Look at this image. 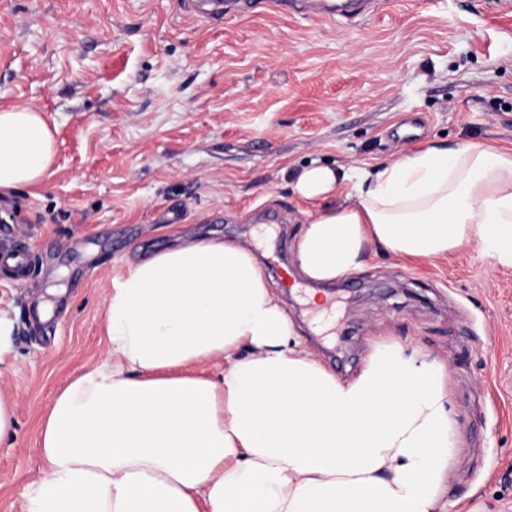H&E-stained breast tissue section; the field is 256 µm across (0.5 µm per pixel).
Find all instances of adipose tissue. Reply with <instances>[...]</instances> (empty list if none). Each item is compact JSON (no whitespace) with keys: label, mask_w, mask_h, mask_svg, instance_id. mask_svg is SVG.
I'll list each match as a JSON object with an SVG mask.
<instances>
[{"label":"adipose tissue","mask_w":512,"mask_h":512,"mask_svg":"<svg viewBox=\"0 0 512 512\" xmlns=\"http://www.w3.org/2000/svg\"><path fill=\"white\" fill-rule=\"evenodd\" d=\"M55 137L0 109V190L40 185ZM293 192L299 273L331 284L369 246L432 259L469 243L512 268V150L431 145L366 170L313 164ZM105 301L109 354L40 422L23 512H448L459 446L445 364L380 340L343 380L303 345L254 253L171 231ZM220 361L217 380L182 374Z\"/></svg>","instance_id":"ef3b65f1"}]
</instances>
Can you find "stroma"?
<instances>
[{
	"instance_id": "stroma-1",
	"label": "stroma",
	"mask_w": 512,
	"mask_h": 512,
	"mask_svg": "<svg viewBox=\"0 0 512 512\" xmlns=\"http://www.w3.org/2000/svg\"><path fill=\"white\" fill-rule=\"evenodd\" d=\"M184 0H0V108L30 106L56 155L38 189L0 190V269L13 321L0 391V512L44 467L39 423L107 354L104 298L123 256L167 247L172 225L250 245L305 346L337 377L389 336L447 364L462 444L452 512H512V269L477 245L430 260L372 254L307 300L290 184L317 163L394 159L437 142L512 149V12L498 0H383L350 21L274 9L210 19ZM52 305L47 320L39 301Z\"/></svg>"
}]
</instances>
